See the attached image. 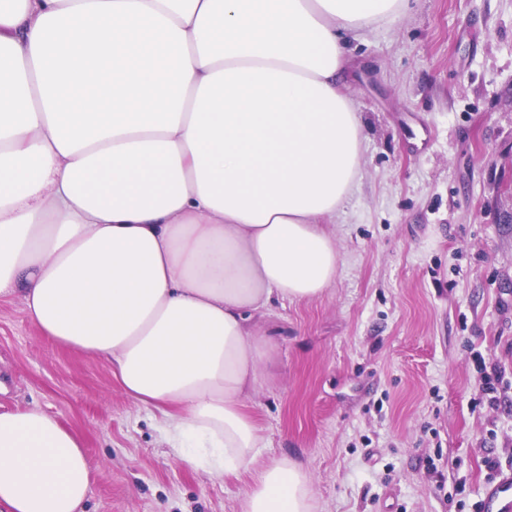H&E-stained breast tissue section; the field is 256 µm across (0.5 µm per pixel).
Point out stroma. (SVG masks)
Returning <instances> with one entry per match:
<instances>
[{
	"label": "stroma",
	"instance_id": "stroma-1",
	"mask_svg": "<svg viewBox=\"0 0 512 512\" xmlns=\"http://www.w3.org/2000/svg\"><path fill=\"white\" fill-rule=\"evenodd\" d=\"M364 122L336 216V281L276 304L247 410L261 460L310 472L319 512H479L512 475V0H408L353 52ZM40 407L80 439L85 512H238L247 475L164 448L108 363L0 302V412Z\"/></svg>",
	"mask_w": 512,
	"mask_h": 512
}]
</instances>
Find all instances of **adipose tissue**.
Returning <instances> with one entry per match:
<instances>
[{
    "instance_id": "adipose-tissue-1",
    "label": "adipose tissue",
    "mask_w": 512,
    "mask_h": 512,
    "mask_svg": "<svg viewBox=\"0 0 512 512\" xmlns=\"http://www.w3.org/2000/svg\"><path fill=\"white\" fill-rule=\"evenodd\" d=\"M405 0H0V298L108 361L174 458L249 473L239 512H318L245 412L272 345L249 326L320 297L364 124L349 47ZM91 468L38 408L0 412V507L82 512Z\"/></svg>"
}]
</instances>
